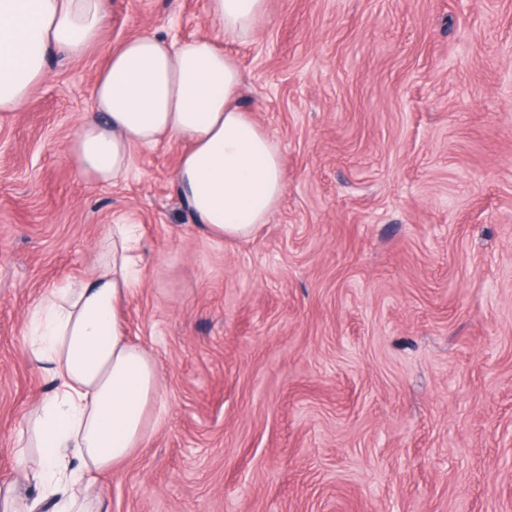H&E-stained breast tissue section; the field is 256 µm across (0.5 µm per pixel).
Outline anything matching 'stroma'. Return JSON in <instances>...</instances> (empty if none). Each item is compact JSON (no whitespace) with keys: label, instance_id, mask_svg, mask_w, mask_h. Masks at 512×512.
Segmentation results:
<instances>
[{"label":"stroma","instance_id":"35a3bbf8","mask_svg":"<svg viewBox=\"0 0 512 512\" xmlns=\"http://www.w3.org/2000/svg\"><path fill=\"white\" fill-rule=\"evenodd\" d=\"M110 12L0 115V482L45 389L27 313L124 213L162 417L99 476L102 512H512V0H266L224 50L286 190L224 242L181 205V144L114 184L71 161L113 46L208 30L207 0Z\"/></svg>","mask_w":512,"mask_h":512}]
</instances>
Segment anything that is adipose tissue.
Listing matches in <instances>:
<instances>
[{
  "instance_id": "1",
  "label": "adipose tissue",
  "mask_w": 512,
  "mask_h": 512,
  "mask_svg": "<svg viewBox=\"0 0 512 512\" xmlns=\"http://www.w3.org/2000/svg\"><path fill=\"white\" fill-rule=\"evenodd\" d=\"M265 3L208 0L209 33L177 44L136 35L113 49L93 86V111L69 142L77 171L112 183L129 174L136 148L179 140L186 148L175 187L207 237L246 239L266 224L286 170L271 135L241 106L242 72L223 47L258 28ZM109 20L108 0H0V112L17 111L46 78L49 53L82 59ZM143 282L138 227L118 217L93 274L30 308L28 352L50 389L16 453L17 481L0 485V512H97L96 476L149 439L159 372L122 316Z\"/></svg>"
}]
</instances>
